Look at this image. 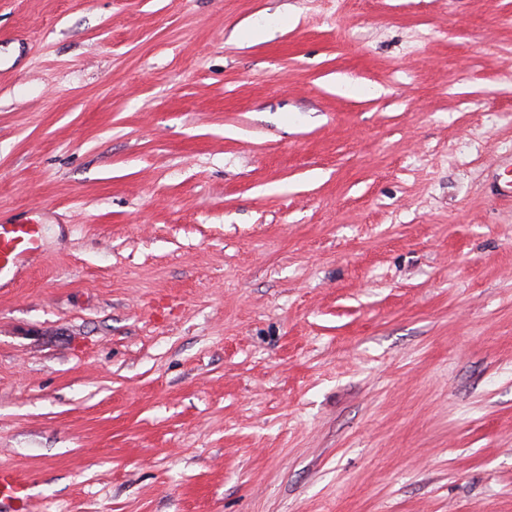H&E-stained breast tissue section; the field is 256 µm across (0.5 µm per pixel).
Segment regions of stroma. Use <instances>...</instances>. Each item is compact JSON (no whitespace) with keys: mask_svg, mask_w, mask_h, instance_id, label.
Listing matches in <instances>:
<instances>
[{"mask_svg":"<svg viewBox=\"0 0 512 512\" xmlns=\"http://www.w3.org/2000/svg\"><path fill=\"white\" fill-rule=\"evenodd\" d=\"M509 150L512 0H0V468L512 512ZM38 237L34 224H0V282L21 256L38 249Z\"/></svg>","mask_w":512,"mask_h":512,"instance_id":"35a3bbf8","label":"stroma"}]
</instances>
